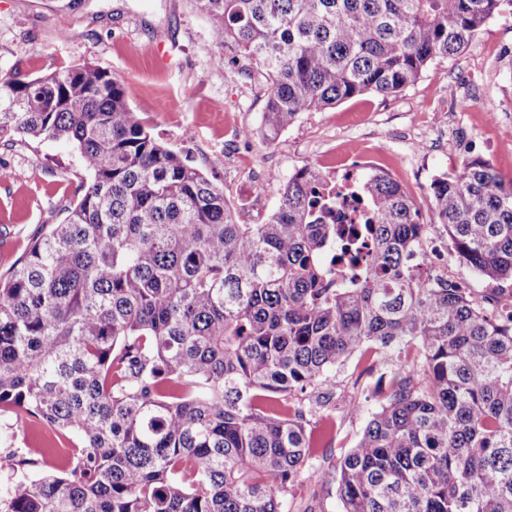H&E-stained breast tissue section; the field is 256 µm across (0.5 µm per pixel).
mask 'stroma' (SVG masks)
Masks as SVG:
<instances>
[{"label": "stroma", "mask_w": 512, "mask_h": 512, "mask_svg": "<svg viewBox=\"0 0 512 512\" xmlns=\"http://www.w3.org/2000/svg\"><path fill=\"white\" fill-rule=\"evenodd\" d=\"M220 55L186 0H84L68 12L56 0H0V78H34L82 62L112 72L150 133L189 154L244 223L263 222L279 188L305 167L331 176L353 162L384 169L428 223L426 193L439 172L478 157L512 184V13L489 21L459 55L433 60L398 95L367 93L302 113L272 144L240 135L261 123L265 78L225 71ZM87 175L85 160L65 143L19 138L0 146V274L44 225L62 221ZM398 363L359 350L330 373L323 389L332 396L335 427L323 437L321 410L310 413L312 458L289 487L284 512H342L334 484L318 475L334 474L355 446L382 402L377 381ZM354 402L359 410H351ZM1 432L18 448L52 441L54 454L26 468L29 476L56 472L79 443L11 410L0 411Z\"/></svg>", "instance_id": "1"}]
</instances>
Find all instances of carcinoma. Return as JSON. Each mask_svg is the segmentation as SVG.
Returning <instances> with one entry per match:
<instances>
[{"label": "carcinoma", "instance_id": "obj_1", "mask_svg": "<svg viewBox=\"0 0 512 512\" xmlns=\"http://www.w3.org/2000/svg\"><path fill=\"white\" fill-rule=\"evenodd\" d=\"M224 67L269 80L259 134L397 94L512 0H188ZM63 141L89 179L0 275V408L80 447L62 476L0 455V512H283L311 459L304 406L353 352L404 353L341 457L343 512H512V186L480 158L427 197L478 298L432 276V225L380 168H303L242 224L224 188L153 137L112 73L0 80V145ZM347 198L364 207L336 223Z\"/></svg>", "mask_w": 512, "mask_h": 512}]
</instances>
